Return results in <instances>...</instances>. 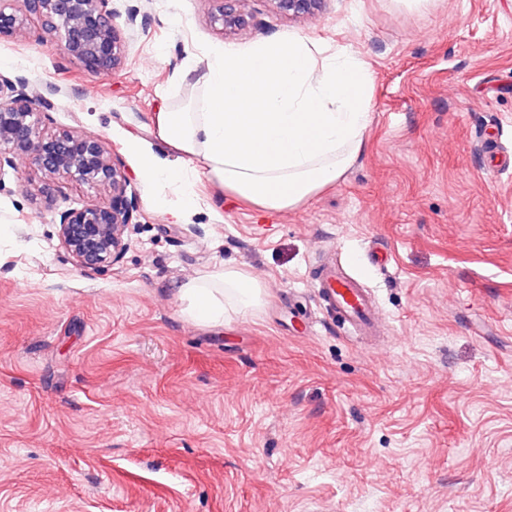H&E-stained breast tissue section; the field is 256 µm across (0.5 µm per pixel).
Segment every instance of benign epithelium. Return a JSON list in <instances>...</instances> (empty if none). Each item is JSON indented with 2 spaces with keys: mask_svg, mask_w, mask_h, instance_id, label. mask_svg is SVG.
Masks as SVG:
<instances>
[{
  "mask_svg": "<svg viewBox=\"0 0 512 512\" xmlns=\"http://www.w3.org/2000/svg\"><path fill=\"white\" fill-rule=\"evenodd\" d=\"M112 0H0V40L28 34L32 18L41 22L64 54L94 75L118 69L126 57L136 27L145 25L139 11L126 13L124 26L115 19ZM210 23L225 34L249 27L241 9L244 0H211ZM275 9L290 18L318 15L327 0H270ZM53 104L28 91V81L0 75V172L15 168L16 158L28 156L45 176L66 175L93 189L112 195L109 206L88 205L58 212V239L75 262L88 271H98L121 258L124 233L138 212L127 197L128 178L113 162L105 142L76 130L51 131L47 112Z\"/></svg>",
  "mask_w": 512,
  "mask_h": 512,
  "instance_id": "obj_1",
  "label": "benign epithelium"
}]
</instances>
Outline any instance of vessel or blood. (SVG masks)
<instances>
[{"mask_svg":"<svg viewBox=\"0 0 512 512\" xmlns=\"http://www.w3.org/2000/svg\"><path fill=\"white\" fill-rule=\"evenodd\" d=\"M316 286L349 335L373 341L385 337L387 325L372 294L362 288L359 278L345 273L336 264L325 263L320 267Z\"/></svg>","mask_w":512,"mask_h":512,"instance_id":"1","label":"vessel or blood"}]
</instances>
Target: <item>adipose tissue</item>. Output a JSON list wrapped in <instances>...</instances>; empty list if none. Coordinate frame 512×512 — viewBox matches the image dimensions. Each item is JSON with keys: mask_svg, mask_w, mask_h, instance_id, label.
<instances>
[{"mask_svg": "<svg viewBox=\"0 0 512 512\" xmlns=\"http://www.w3.org/2000/svg\"><path fill=\"white\" fill-rule=\"evenodd\" d=\"M199 99L156 114L155 134L174 159L139 151L149 187L177 188L184 210L196 204L199 177L250 202L280 212L336 183L359 153L371 118L368 65L345 49L306 37L264 41L210 52L205 64L188 57ZM188 317L218 325L262 298L261 284L240 269H217L179 290Z\"/></svg>", "mask_w": 512, "mask_h": 512, "instance_id": "obj_1", "label": "adipose tissue"}]
</instances>
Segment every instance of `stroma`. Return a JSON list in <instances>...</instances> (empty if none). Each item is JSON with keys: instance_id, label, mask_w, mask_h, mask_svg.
<instances>
[{"instance_id": "1", "label": "stroma", "mask_w": 512, "mask_h": 512, "mask_svg": "<svg viewBox=\"0 0 512 512\" xmlns=\"http://www.w3.org/2000/svg\"><path fill=\"white\" fill-rule=\"evenodd\" d=\"M112 6L147 23L108 75L37 21L0 40V74L50 96L49 129L113 148L139 209L120 262L86 271L54 217L111 195L25 157L0 175V512H512V176L483 147L512 152V0H328L297 20L245 0L235 36L210 0ZM288 36L368 64L361 152L271 214L197 181L172 223L180 193L145 185L130 136L168 158L151 128L198 97L188 55ZM332 255L372 290L382 348L314 288ZM218 267L262 302L201 325L177 290Z\"/></svg>"}]
</instances>
